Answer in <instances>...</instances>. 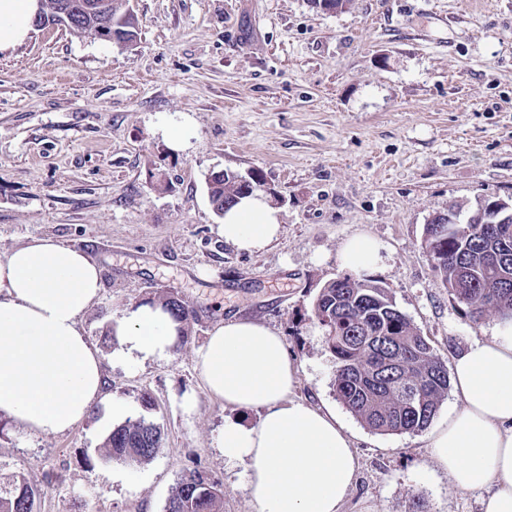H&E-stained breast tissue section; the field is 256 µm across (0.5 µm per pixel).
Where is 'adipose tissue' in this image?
<instances>
[{"label":"adipose tissue","instance_id":"obj_1","mask_svg":"<svg viewBox=\"0 0 512 512\" xmlns=\"http://www.w3.org/2000/svg\"><path fill=\"white\" fill-rule=\"evenodd\" d=\"M38 0H0V52L27 38ZM281 231L264 193L239 198L218 233L243 252H260ZM384 246L358 233L337 253L359 275L379 268ZM98 263L82 248L50 238L0 254V414L30 434H62L100 403L103 361L81 326L98 300ZM179 322L155 303L125 310L112 326L118 359H169ZM207 388L225 406L261 410L258 424L225 418L218 448L246 465L245 489L257 512H339L359 463L331 412L294 397L298 369L282 336L251 319L216 324L196 354ZM452 385L461 404L436 428L429 446L460 491H481L480 512H512V320L473 340L455 359Z\"/></svg>","mask_w":512,"mask_h":512}]
</instances>
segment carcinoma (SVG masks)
Masks as SVG:
<instances>
[{
    "label": "carcinoma",
    "mask_w": 512,
    "mask_h": 512,
    "mask_svg": "<svg viewBox=\"0 0 512 512\" xmlns=\"http://www.w3.org/2000/svg\"><path fill=\"white\" fill-rule=\"evenodd\" d=\"M126 0H108L113 30L104 41L133 42L137 27L127 15ZM94 23L74 15L68 30L91 35ZM216 214L224 216L243 194L242 185L222 171L207 180ZM424 243L433 268L454 299L477 322L492 312L512 320V222L471 224L461 232L453 224L425 225ZM157 302L189 336L193 311L172 290ZM313 313L336 362L334 386L344 406L367 428L383 435L425 429L448 394L445 361L429 340L400 311L387 289L372 280L349 275L321 288ZM163 446L160 428L143 418L128 419L106 439L108 457L127 465L152 460ZM36 494L22 476L0 484V512H35ZM164 512H224L222 484L195 464L186 468L164 506Z\"/></svg>",
    "instance_id": "cac0c4a2"
}]
</instances>
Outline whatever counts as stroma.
<instances>
[{
  "mask_svg": "<svg viewBox=\"0 0 512 512\" xmlns=\"http://www.w3.org/2000/svg\"><path fill=\"white\" fill-rule=\"evenodd\" d=\"M132 47L64 27L32 29L0 53V252L37 238L85 249L101 268L82 320L109 397L160 427L148 463L107 456L104 406L59 434L0 417V480L19 474L36 512H163L191 462L218 479L224 512H255L244 466L217 443L229 411L201 381L212 327L246 317L277 330L298 367L296 399L333 410L359 460L340 512H479L436 465L427 431L381 435L337 398L335 362L312 315L345 276L337 251L365 232L386 246L371 280L446 362L492 335L434 273L430 218L512 197V0H130ZM185 126L182 149L166 129ZM259 171L279 198L281 234L248 254L225 244L211 172ZM166 186L155 189L152 175ZM173 289L192 333L165 361L114 360L129 306Z\"/></svg>",
  "mask_w": 512,
  "mask_h": 512,
  "instance_id": "35a3bbf8",
  "label": "stroma"
}]
</instances>
